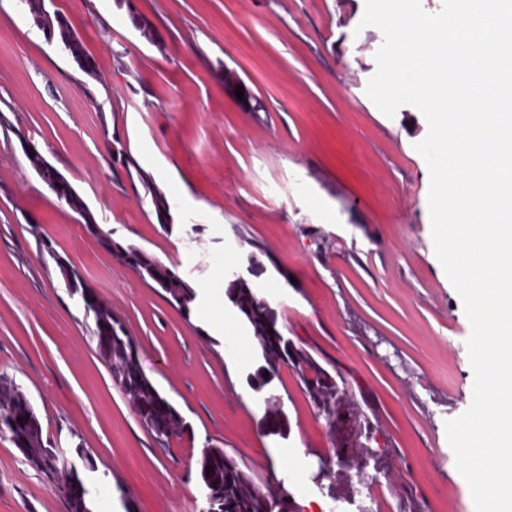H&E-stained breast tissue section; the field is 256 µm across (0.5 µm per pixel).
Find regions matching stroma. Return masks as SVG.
Masks as SVG:
<instances>
[{"mask_svg": "<svg viewBox=\"0 0 512 512\" xmlns=\"http://www.w3.org/2000/svg\"><path fill=\"white\" fill-rule=\"evenodd\" d=\"M155 32L147 41L129 9ZM97 65L89 77L47 42L19 0H0V374L12 378L63 455L76 443L100 512H201L198 460L217 444L256 482L275 473L308 512L333 506L313 477L329 429L281 366L266 392L253 333L224 295L256 258L251 287L283 333L348 374L389 444L394 479L373 512H475L445 422L464 412L474 373L470 325L437 260L429 171L414 107L387 117L365 93L383 42L360 28L364 0H51ZM37 142L103 230L189 282L190 312L100 247L40 179L20 144ZM123 149L166 196L158 224ZM52 251H45L43 240ZM60 254L109 304L191 437L159 447L99 356ZM232 327H225V320ZM279 398L276 433L265 398ZM0 512H67L56 485L0 435Z\"/></svg>", "mask_w": 512, "mask_h": 512, "instance_id": "35a3bbf8", "label": "stroma"}]
</instances>
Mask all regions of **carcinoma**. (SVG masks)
<instances>
[{"mask_svg":"<svg viewBox=\"0 0 512 512\" xmlns=\"http://www.w3.org/2000/svg\"><path fill=\"white\" fill-rule=\"evenodd\" d=\"M34 24L49 38L63 46L64 53L80 70L99 79L94 58L69 22L51 16L43 9L42 0H25ZM57 182L52 187L58 199L67 203L80 202L82 197L70 182L56 172ZM140 180L151 201L157 222L170 218L165 198L150 185L145 177ZM93 236L110 239L113 259L131 269L139 280L165 293L167 301L181 310H189L196 299L194 288L173 273V269L151 253L132 245H125L103 231L98 224L86 225ZM226 296L250 325L258 352L267 365L284 361L294 371L301 390L311 407L324 418L333 437L332 453L322 479L329 481L328 492L335 498L349 500L354 494L349 473L364 472L371 467L377 474H387L391 457L380 448L378 427L369 404H360L353 393L350 379L336 369H328L305 347L282 334L277 312L259 296L245 279L227 282ZM84 313L93 319V339L100 357L108 364L115 382L132 403L145 429L162 448L169 446L171 437L191 433V427L177 408L163 397L144 373L139 356L133 351V340L123 324L112 314V307L100 299L82 301ZM0 433L9 436L12 443L22 439L26 443L28 462L37 470L57 480V487H67L72 498L66 500L68 512H94L90 493L82 472L95 469V459L89 449L77 443L76 457L66 460L47 450L43 427L34 407L12 379L0 375ZM202 482L208 489L205 512H297L293 495L279 488L260 489L253 477L240 464L217 446L202 452L199 461Z\"/></svg>","mask_w":512,"mask_h":512,"instance_id":"cac0c4a2","label":"carcinoma"}]
</instances>
